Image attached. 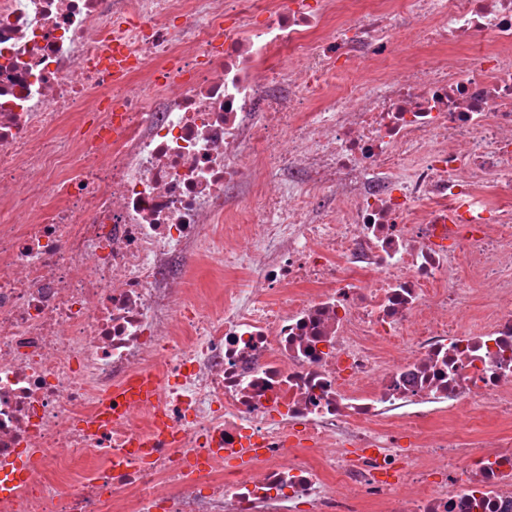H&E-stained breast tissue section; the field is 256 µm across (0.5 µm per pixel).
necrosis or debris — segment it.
<instances>
[{"mask_svg":"<svg viewBox=\"0 0 512 512\" xmlns=\"http://www.w3.org/2000/svg\"><path fill=\"white\" fill-rule=\"evenodd\" d=\"M476 398L512 420V0H0V512H512L511 437L424 429ZM187 277L190 288L193 290L207 293L211 297L217 296L215 279L211 271L204 265H191L188 268ZM158 379L149 372L130 376L114 389L117 401L150 402L159 388Z\"/></svg>","mask_w":512,"mask_h":512,"instance_id":"obj_1","label":"necrosis or debris"}]
</instances>
